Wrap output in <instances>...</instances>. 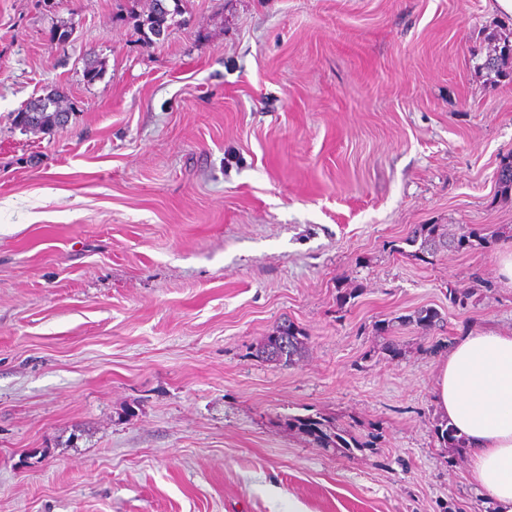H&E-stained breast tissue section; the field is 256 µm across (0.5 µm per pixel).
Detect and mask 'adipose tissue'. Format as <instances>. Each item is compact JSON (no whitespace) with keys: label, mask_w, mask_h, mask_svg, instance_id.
<instances>
[{"label":"adipose tissue","mask_w":512,"mask_h":512,"mask_svg":"<svg viewBox=\"0 0 512 512\" xmlns=\"http://www.w3.org/2000/svg\"><path fill=\"white\" fill-rule=\"evenodd\" d=\"M434 377L438 412L469 445L468 480L496 512H512V334L468 332Z\"/></svg>","instance_id":"ef3b65f1"}]
</instances>
